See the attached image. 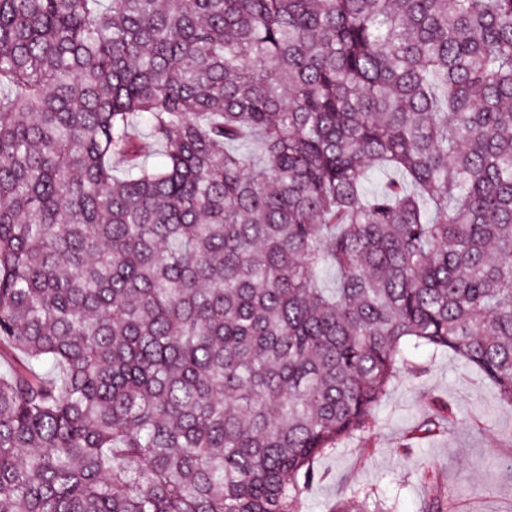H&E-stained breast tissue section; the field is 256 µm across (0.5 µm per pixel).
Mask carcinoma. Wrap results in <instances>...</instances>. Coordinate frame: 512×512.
<instances>
[{"mask_svg":"<svg viewBox=\"0 0 512 512\" xmlns=\"http://www.w3.org/2000/svg\"><path fill=\"white\" fill-rule=\"evenodd\" d=\"M421 349L512 405V0H0V512H301Z\"/></svg>","mask_w":512,"mask_h":512,"instance_id":"carcinoma-1","label":"carcinoma"}]
</instances>
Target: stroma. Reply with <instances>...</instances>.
<instances>
[{
    "instance_id": "35a3bbf8",
    "label": "stroma",
    "mask_w": 512,
    "mask_h": 512,
    "mask_svg": "<svg viewBox=\"0 0 512 512\" xmlns=\"http://www.w3.org/2000/svg\"><path fill=\"white\" fill-rule=\"evenodd\" d=\"M420 370L384 398L369 448L352 440L314 462L319 480L302 499L303 512H339L373 497L388 512H424L431 488L420 475L430 463L456 502V512H512V406L473 367L451 353H425ZM454 413L446 431L410 434L436 401Z\"/></svg>"
}]
</instances>
